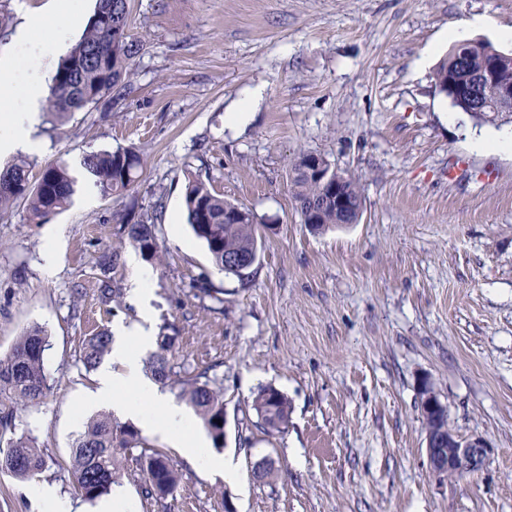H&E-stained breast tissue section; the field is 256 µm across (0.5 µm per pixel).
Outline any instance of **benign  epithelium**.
Instances as JSON below:
<instances>
[{
  "instance_id": "7a95c632",
  "label": "benign epithelium",
  "mask_w": 512,
  "mask_h": 512,
  "mask_svg": "<svg viewBox=\"0 0 512 512\" xmlns=\"http://www.w3.org/2000/svg\"><path fill=\"white\" fill-rule=\"evenodd\" d=\"M512 64V56L498 53L494 59L478 74H459L455 80V91L475 104L473 116L488 124L499 123L501 112L512 108V79L503 78V72ZM499 84L497 96L486 99L478 92L479 85L485 81ZM305 170L323 184L328 198L335 200L336 211L348 224L359 222L362 207L354 206L342 194L343 177L329 174L323 160L311 155L305 157ZM426 410L434 414L435 426L427 431L426 447L430 467L444 474L461 476L479 470L490 454L491 448L479 436L462 437L442 422L446 406L436 393L428 394Z\"/></svg>"
}]
</instances>
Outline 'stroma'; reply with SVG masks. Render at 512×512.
<instances>
[{"instance_id": "stroma-1", "label": "stroma", "mask_w": 512, "mask_h": 512, "mask_svg": "<svg viewBox=\"0 0 512 512\" xmlns=\"http://www.w3.org/2000/svg\"><path fill=\"white\" fill-rule=\"evenodd\" d=\"M48 0H0V54ZM139 45L114 105L41 115L30 178L59 159L77 179L73 202L33 224L24 202L0 215V355L27 327L48 336L51 392L14 410L50 466L21 481L0 473V512H47L35 491L82 501L57 464L95 410L85 336L141 321L128 298L136 250L118 214L155 226V330L173 327L177 378L208 370L224 392L227 481L191 466L161 434L142 431L180 474L167 512H512V151L476 139L512 124L474 126L434 85L449 30L483 20L473 39L512 51V0H129ZM256 85L265 102L242 126L225 108ZM132 146L135 190L105 198L86 153ZM323 156L361 187L359 223L321 234L302 224L291 160ZM247 207L261 235L250 281L218 270L187 222L188 182ZM119 251L118 292L102 299L103 253ZM429 379L457 434L491 449L476 472H434L418 408ZM272 387L291 403L284 432L256 425L251 401ZM275 460L268 484L254 463Z\"/></svg>"}]
</instances>
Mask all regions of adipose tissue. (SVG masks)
<instances>
[{
  "label": "adipose tissue",
  "mask_w": 512,
  "mask_h": 512,
  "mask_svg": "<svg viewBox=\"0 0 512 512\" xmlns=\"http://www.w3.org/2000/svg\"><path fill=\"white\" fill-rule=\"evenodd\" d=\"M44 23V15L35 14L17 32V43L28 52L29 63L24 71H16L12 62H0V153L36 148L31 133L38 121L41 93L47 88L50 66L42 45L32 41L29 33ZM152 342L153 336L145 327L121 330L112 346L111 363L104 365L97 375L92 401L110 402L116 415L160 432L180 448L189 462L222 473L225 479H235L234 462L207 454L204 439L191 432L188 411L170 401L143 374L140 352Z\"/></svg>",
  "instance_id": "adipose-tissue-1"
}]
</instances>
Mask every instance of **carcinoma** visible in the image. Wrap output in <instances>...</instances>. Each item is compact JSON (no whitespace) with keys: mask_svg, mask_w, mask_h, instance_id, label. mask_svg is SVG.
<instances>
[{"mask_svg":"<svg viewBox=\"0 0 512 512\" xmlns=\"http://www.w3.org/2000/svg\"><path fill=\"white\" fill-rule=\"evenodd\" d=\"M130 22L128 0H96L88 27L60 61L52 78L47 95L51 121L61 123L70 112L122 96L131 75L132 59L138 52V45L130 36ZM492 49L494 46L483 40L466 43L462 54L452 47L435 71V85L445 86L448 79L462 70L483 69ZM142 166V157L132 147L99 150L83 157L84 169L105 198L129 192ZM290 167L296 172L291 191L301 212L308 203L322 197L324 188L318 181L298 173L299 160H294ZM29 169V161L22 157L0 173V212L23 200L30 222L41 224L70 205L77 180L64 160L45 168L35 183L30 181ZM184 206L187 222L206 245L213 264L242 282L248 280L254 270L244 273L231 265L229 259H250L259 250L254 217H249L245 224L224 217L237 204L224 199L202 181L188 184ZM119 223L123 224L122 233L146 260H160L155 225L125 214L120 215ZM176 341L177 337L160 333L156 350L147 359L149 371L160 382L171 381ZM111 342L105 329L83 339L81 360L86 370L96 368L108 353ZM45 347V332L34 325L17 337L8 354L0 356V405L5 407L0 412V471L20 480H32L48 467L35 438L12 433L13 407L38 405L50 391L43 363ZM178 396L201 419L214 446L223 447L224 427L218 425L224 420L223 390L212 385L204 371L179 384ZM251 408L264 432L272 435L288 427L291 405L280 391L271 387L260 389L252 399ZM140 444L139 433L132 425L120 423L110 414H101L86 422L72 443L68 463L59 468L72 475L83 501L93 503L111 492L127 473L130 462L135 465L133 476L142 494L165 508L166 500L174 497L179 488L178 473L163 450L142 448ZM138 447L141 451L136 455L133 450Z\"/></svg>","mask_w":512,"mask_h":512,"instance_id":"cac0c4a2","label":"carcinoma"}]
</instances>
